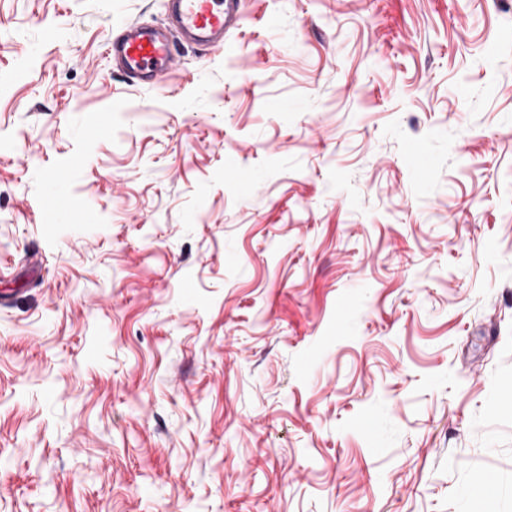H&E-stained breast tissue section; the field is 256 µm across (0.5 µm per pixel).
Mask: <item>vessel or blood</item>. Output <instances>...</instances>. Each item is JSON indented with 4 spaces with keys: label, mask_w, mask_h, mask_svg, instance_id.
Returning <instances> with one entry per match:
<instances>
[{
    "label": "vessel or blood",
    "mask_w": 512,
    "mask_h": 512,
    "mask_svg": "<svg viewBox=\"0 0 512 512\" xmlns=\"http://www.w3.org/2000/svg\"><path fill=\"white\" fill-rule=\"evenodd\" d=\"M239 5L240 0H167L165 24L132 21L111 35L112 59L129 83L159 86L174 66L177 44L224 51L242 20Z\"/></svg>",
    "instance_id": "obj_1"
}]
</instances>
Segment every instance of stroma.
Listing matches in <instances>:
<instances>
[{"label": "stroma", "instance_id": "obj_1", "mask_svg": "<svg viewBox=\"0 0 512 512\" xmlns=\"http://www.w3.org/2000/svg\"><path fill=\"white\" fill-rule=\"evenodd\" d=\"M164 13L0 0V512H512V0ZM167 21L151 25L123 24L108 47L112 60L131 84L157 87L174 66L177 44L195 45L224 53L227 37L239 27L240 0H167Z\"/></svg>", "mask_w": 512, "mask_h": 512}]
</instances>
